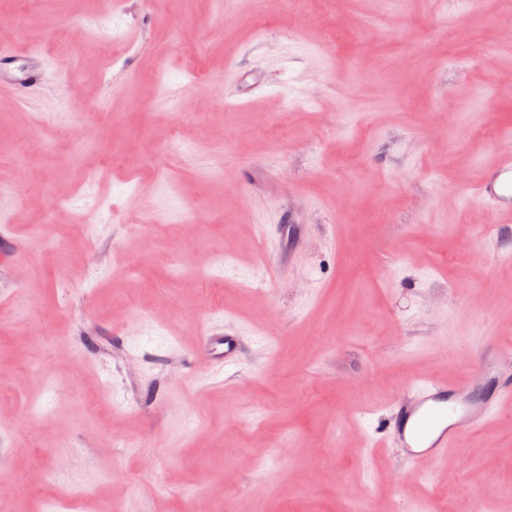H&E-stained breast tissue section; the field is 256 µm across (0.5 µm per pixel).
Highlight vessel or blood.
Returning <instances> with one entry per match:
<instances>
[{
  "mask_svg": "<svg viewBox=\"0 0 512 512\" xmlns=\"http://www.w3.org/2000/svg\"><path fill=\"white\" fill-rule=\"evenodd\" d=\"M41 78V60L38 54L17 59L10 47L0 46V84L12 87L17 93ZM512 177V157H502L497 169L481 185L482 194H496L503 189L506 177ZM202 344L213 362L234 364L242 351L243 343L232 333H208ZM479 376L490 382L491 388L480 403L470 399L473 385L470 381L457 383L443 381H416L398 400L390 423L392 436L408 460H440L459 438L477 426L492 406L512 400V379H497L494 367L482 363Z\"/></svg>",
  "mask_w": 512,
  "mask_h": 512,
  "instance_id": "obj_1",
  "label": "vessel or blood"
}]
</instances>
